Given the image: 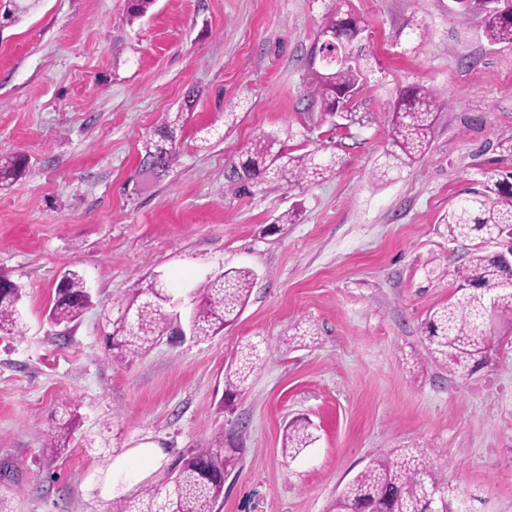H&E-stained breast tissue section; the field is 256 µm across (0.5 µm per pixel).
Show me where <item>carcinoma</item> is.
Instances as JSON below:
<instances>
[{
	"label": "carcinoma",
	"instance_id": "obj_1",
	"mask_svg": "<svg viewBox=\"0 0 512 512\" xmlns=\"http://www.w3.org/2000/svg\"><path fill=\"white\" fill-rule=\"evenodd\" d=\"M155 0H124L127 12L143 17ZM454 15L483 19L485 36L492 44H512V0H454ZM354 11L352 0H330L327 15L317 40L338 30L341 19ZM313 75V89L308 108L319 107L329 118L348 122L357 113H336V98L357 93L363 80L361 63L347 65L307 61ZM445 103L431 88L418 85L406 90L388 112L391 150L380 166V175L402 168L427 150L437 113ZM183 113L165 119L154 131V140L141 159V170L154 177L164 175L176 157V133L183 131ZM342 165L334 156L326 161L315 154L293 155L286 150L278 132L257 135L242 155L229 178L246 191L264 182L284 181L290 185L313 182L333 174ZM25 159L15 155L0 159V181L12 179L24 168ZM452 240L478 235L494 241L503 249L512 246V170L491 175L477 189H469L451 204L442 216ZM254 273L247 268L226 270L210 278L193 293L194 308L191 334L197 338L215 336L233 326L248 304ZM461 298L435 310L426 319L423 333L427 345L421 366L440 367L454 377L472 374L488 363L502 338L485 327L488 312L512 321V270L493 255L481 250L472 253L468 264L457 270ZM61 286L49 309L51 323L61 325L76 321L90 303L83 279L73 270L64 273ZM164 289L152 279L134 288L133 297L119 318L113 337L127 351L139 354L157 339L174 336L178 328L162 312L155 298ZM22 288L11 283L0 288V335L21 336L23 322L18 312ZM253 352L248 351L226 367L225 401L231 402L243 391L253 371ZM241 437L230 432L214 439L205 448H195L176 460L162 486L145 485L136 493L120 496L113 502V512H217L224 501V482L240 469L244 449ZM285 447L299 453L313 440L306 422L291 424L285 431ZM446 505V512H470L466 501L458 498L435 462L421 448H397L392 453L371 460L336 496L328 512H431L435 503Z\"/></svg>",
	"mask_w": 512,
	"mask_h": 512
}]
</instances>
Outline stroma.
Returning <instances> with one entry per match:
<instances>
[{
	"label": "stroma",
	"instance_id": "35a3bbf8",
	"mask_svg": "<svg viewBox=\"0 0 512 512\" xmlns=\"http://www.w3.org/2000/svg\"><path fill=\"white\" fill-rule=\"evenodd\" d=\"M353 3L369 64L364 121L347 128L308 107L306 60L329 0H156L138 19L122 0H36L0 23V154L29 159L0 186V275L24 288V333L0 336L6 512H112L234 428L246 451L220 512H326L371 459L402 446L446 467L471 512H512V346L465 379L412 366L426 317L458 296L457 269L496 250L449 240L440 219L512 169L495 149L512 134V45L489 44L479 18L455 19L453 0ZM414 84L448 106L425 155L379 176L386 115ZM179 111L177 161L147 177L145 146ZM287 128L292 154H335L341 168L236 194L231 162L260 132ZM292 209L295 223L278 224ZM241 267L255 279L234 326L138 355L113 345L136 283L160 274L165 314L185 323L191 293ZM68 269L91 303L55 326L46 314ZM299 327L313 342L285 345ZM248 341L261 358L228 411L224 370ZM67 408L69 446L47 455ZM297 417L315 441L292 456L283 435ZM147 442L157 455L137 459Z\"/></svg>",
	"mask_w": 512,
	"mask_h": 512
}]
</instances>
